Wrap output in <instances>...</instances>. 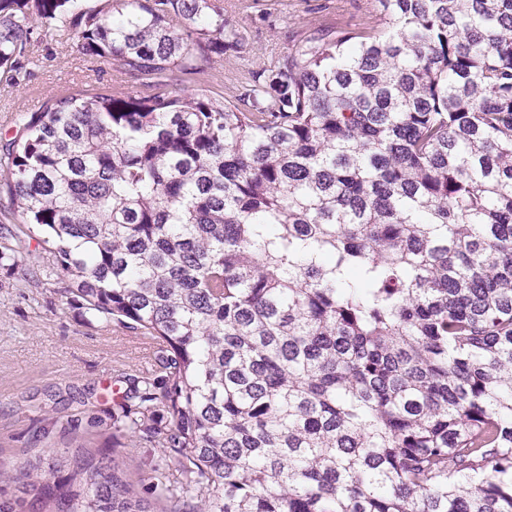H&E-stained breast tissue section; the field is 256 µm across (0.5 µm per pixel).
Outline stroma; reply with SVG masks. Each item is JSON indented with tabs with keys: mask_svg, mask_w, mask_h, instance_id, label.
<instances>
[{
	"mask_svg": "<svg viewBox=\"0 0 512 512\" xmlns=\"http://www.w3.org/2000/svg\"><path fill=\"white\" fill-rule=\"evenodd\" d=\"M376 16V0H224L226 31L236 47L182 85L238 102L247 69L286 55L318 29L370 30ZM74 41V33L63 28L43 29L33 78L20 86L0 81V145L14 135L19 114L40 110L53 95L117 83L137 88L110 61L80 59ZM151 361L138 336L96 321L40 267L21 270L0 261V460L11 461L26 449L71 457L81 444L112 448L105 418L117 396L129 390L130 377ZM112 450L144 500L155 499L150 483L137 474L149 460L163 459L171 481L181 479L158 442Z\"/></svg>",
	"mask_w": 512,
	"mask_h": 512,
	"instance_id": "1",
	"label": "stroma"
}]
</instances>
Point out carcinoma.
<instances>
[{
  "instance_id": "carcinoma-1",
  "label": "carcinoma",
  "mask_w": 512,
  "mask_h": 512,
  "mask_svg": "<svg viewBox=\"0 0 512 512\" xmlns=\"http://www.w3.org/2000/svg\"><path fill=\"white\" fill-rule=\"evenodd\" d=\"M377 2L242 108L173 90L233 46L223 0H0L10 84L58 22L142 82L20 116L0 179L32 262L158 345L112 430L177 460L162 512H512V0ZM40 465L34 512H151L114 458Z\"/></svg>"
}]
</instances>
